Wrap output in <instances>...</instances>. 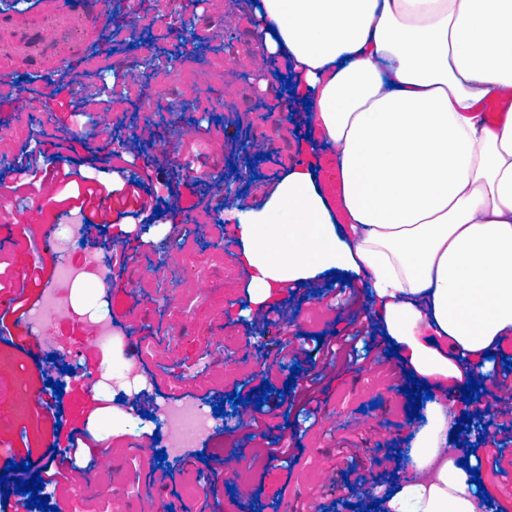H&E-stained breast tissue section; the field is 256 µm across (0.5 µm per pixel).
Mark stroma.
I'll list each match as a JSON object with an SVG mask.
<instances>
[{
  "label": "stroma",
  "instance_id": "1",
  "mask_svg": "<svg viewBox=\"0 0 512 512\" xmlns=\"http://www.w3.org/2000/svg\"><path fill=\"white\" fill-rule=\"evenodd\" d=\"M178 8L193 27L177 41L154 45V57L168 60L191 55L205 71L223 63L228 83L236 90L233 108L224 106L225 85L207 86L189 101L178 85L164 82L162 75L141 73L140 47L151 37L146 30L131 41L107 36L89 48L73 51L70 70L61 76L17 61L0 77L4 84L27 92L23 101L0 94V125L18 129L15 138L0 142V179L8 186L0 193L1 202L13 204L15 199L33 196L40 187V177L20 173L17 160L22 152L98 134L112 141L116 157L111 163H104L100 153L87 147L74 152L63 149L56 162L58 172L77 169L106 188L121 187L127 176L147 178L163 209L152 223L136 224L129 232L112 222L96 242L85 245L87 252L98 254L128 242L139 246L124 270L110 275L99 302L86 307L93 314L115 313L121 342L86 357L81 348L90 337L81 325L63 321L57 326L56 333L66 346V362L75 370L115 377L130 357L125 339L131 335L140 344L137 356L143 369L141 386L123 385L117 390L127 408L126 422L101 424L91 436L99 450L111 455L110 472L95 470L89 458L78 459L86 475L68 485L63 506L66 512H83L84 504L91 501L97 512H111L114 496L134 501L151 490L148 476L161 444L153 438L156 422L139 413L141 395L158 404L181 398L213 407L242 383L257 386L268 376L276 392L265 403L267 413L261 416L260 426L269 429L271 436L295 440L300 447L296 462L255 460L257 447L247 442L241 419L232 414L222 417L213 432L197 442V456L163 462L175 474L170 488L176 493L177 512H193L198 497L191 487L196 483L215 488L214 501L220 512H364L373 496L390 494L399 487L402 479L396 464H385L384 459L409 453V440L420 429V420L408 417L411 407L402 391L406 373L397 357L388 356L389 345L379 337L374 338L371 353L381 357V364L362 360L351 366H325L318 334L346 335L354 324H366L369 315L355 287L325 274L295 291H284L274 303L279 311L277 324H257L261 307L252 302L246 288L248 273L239 261L237 224L228 217L235 208L262 206L288 167L306 159L305 133L312 128V117L287 92L273 86L263 90L255 84L264 53L248 22L251 0H179ZM106 60L112 64L113 83L139 78L156 87L154 111H142L137 99L128 97L110 114L108 125L98 126L105 100L98 89L103 76L98 66ZM79 82L87 88V95H76ZM145 125L159 130V139L142 140L137 130ZM217 139L223 142L219 153L212 147ZM147 155L153 158L149 168L142 162ZM192 168L197 177H189ZM252 170L257 180H249ZM168 179L179 182L182 206L204 203L209 216L223 218V229L200 222L181 223L170 207L172 200L164 186ZM10 219L17 231L10 244L0 249V284L11 289L23 277L33 275L45 283L56 279L54 262H47L39 273L30 263L28 237L39 232L40 226L25 224L23 215L16 212ZM158 225L164 226V235L155 234ZM164 243L187 252L190 260L201 261L214 273L215 284L207 295H199L190 283L168 294L165 283L151 276ZM129 274L140 281L130 297L124 288ZM131 298L137 303L138 315L133 329L125 323ZM275 338L301 349L299 361L281 362L269 355L268 344ZM172 344L178 347V358L158 364L154 350ZM204 355L210 361L207 373L173 384L177 372L192 368ZM296 363L305 370L314 364L324 366L322 392L312 397L284 394V383ZM1 370L14 381L0 399V466L29 450L41 455L50 444V424L35 428L28 421L34 401L49 398L47 379L64 384L67 427L88 429L101 406L96 390L67 382L43 350L25 352L0 339ZM221 451H241L252 458L246 479L215 469V455ZM478 455L476 466L488 494L512 512V498L499 491L512 478V446L499 461L484 449Z\"/></svg>",
  "mask_w": 512,
  "mask_h": 512
}]
</instances>
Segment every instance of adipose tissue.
<instances>
[{"mask_svg": "<svg viewBox=\"0 0 512 512\" xmlns=\"http://www.w3.org/2000/svg\"><path fill=\"white\" fill-rule=\"evenodd\" d=\"M255 38L286 56L316 138L337 148L336 194L309 165L262 207L233 210L253 302L332 269L360 275L380 329L428 383L427 423L387 512H477L440 461L455 424L442 390L512 335V122L477 106L512 89V0H256Z\"/></svg>", "mask_w": 512, "mask_h": 512, "instance_id": "obj_1", "label": "adipose tissue"}]
</instances>
